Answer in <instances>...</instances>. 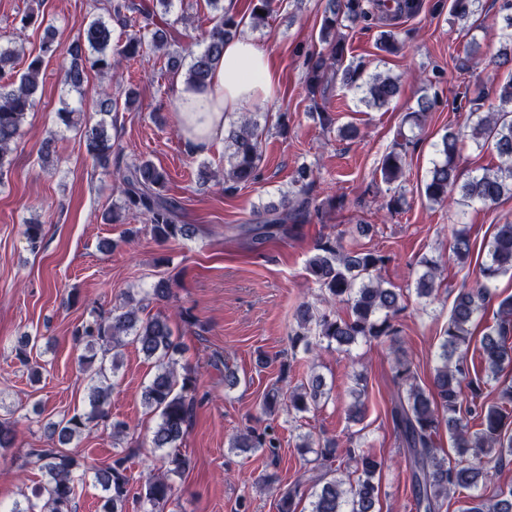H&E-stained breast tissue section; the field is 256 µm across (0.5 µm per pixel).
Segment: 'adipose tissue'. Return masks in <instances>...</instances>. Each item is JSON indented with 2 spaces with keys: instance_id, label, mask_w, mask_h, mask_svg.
<instances>
[{
  "instance_id": "adipose-tissue-1",
  "label": "adipose tissue",
  "mask_w": 512,
  "mask_h": 512,
  "mask_svg": "<svg viewBox=\"0 0 512 512\" xmlns=\"http://www.w3.org/2000/svg\"><path fill=\"white\" fill-rule=\"evenodd\" d=\"M274 84L268 55L251 37L227 42L204 87L182 82L176 86L177 120L186 148L193 153L205 152L213 141L223 138L232 114L268 97Z\"/></svg>"
}]
</instances>
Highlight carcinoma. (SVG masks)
Wrapping results in <instances>:
<instances>
[{
  "instance_id": "obj_1",
  "label": "carcinoma",
  "mask_w": 512,
  "mask_h": 512,
  "mask_svg": "<svg viewBox=\"0 0 512 512\" xmlns=\"http://www.w3.org/2000/svg\"><path fill=\"white\" fill-rule=\"evenodd\" d=\"M274 0H251L249 18L238 17L224 8L223 0H207L217 14L205 36L204 49L190 54V61L178 52L167 57V67L184 73L189 86L205 85L214 65L224 54V42L241 34V27L265 25L272 13ZM480 0H451L450 13L455 20L467 23L478 12ZM174 0H107L108 18L91 20L68 48L55 39L54 26L45 28L38 54L26 70L14 72L16 52L0 45V179L4 176L8 154L22 135V125L37 99L39 76L44 59L67 54L70 66L65 70V82L70 90L83 93L88 72L103 74L121 61L143 56L146 50L161 51L176 42L175 23L162 22L171 12ZM420 9L419 0H396L395 4L374 0H326L318 31V40L328 47V53L313 52L306 60L305 86L312 101L326 98L339 83L349 90L360 92L359 102L368 108H383L400 91V77L374 73L365 75L361 62L343 64L345 57V23L372 24L378 13L385 14L386 29L378 38V48L396 55L403 42L393 29L392 21L403 14ZM265 15L258 14V11ZM502 35L504 51L499 59L512 62V0H502ZM122 34L113 41L114 28ZM437 95L424 94L416 109L405 113L403 123L412 129L425 127ZM470 123L465 130H449L435 144L436 157L427 170L423 183L426 198L437 204L496 205L503 196H512V78L490 90L478 80L473 84L468 100ZM97 112L109 115L117 111L112 92L103 89L96 101ZM468 139L476 146L492 148L498 159L493 169L464 175L458 158L460 143ZM228 168L224 182L236 188L247 185L257 177L262 157L260 130L255 120L242 118L239 127L229 131ZM87 154L95 165L112 167L114 144L107 129L99 124L85 131ZM406 144L387 152L381 162L383 182L392 184L404 173ZM121 205L112 211V222L119 221L120 211L146 217L153 237L160 241L190 239L201 232L196 224L184 219L183 208L175 198L164 193L166 172L150 160L131 162L116 169ZM310 170L299 169L294 177L295 192L284 195L280 204H269L255 214V223L240 226L247 244L259 246L293 232L312 204L308 182ZM472 246L467 231L456 232L453 253L458 264L466 265ZM486 260L482 264V280L460 289L454 299L448 323L443 330L437 354L432 387L425 390L416 383L412 363L397 345L400 329L397 319L405 310L403 290L385 285L379 272L388 256L363 248H344L338 241L325 237L315 246L307 262L313 282L328 298L350 308L343 318L329 308L310 303L298 306L295 313L297 329L290 335V347L317 359L323 349L332 347L348 350L359 341H389L395 360L396 387L391 418L399 435L413 487L416 512H442L449 495L478 487L489 473L512 461V382L498 386V402L487 405L481 401L483 381L472 378L467 354L472 341V325L483 313L490 296L491 281L512 271V221L496 226V232L483 245ZM421 272L416 278L415 291L420 298H429L436 291L440 274L438 261L422 258ZM140 302L128 298L124 305L108 315L77 326L73 331L76 344L83 346L82 364L93 369L88 393L89 409L62 416L47 424L49 438L60 445L78 439L91 424L109 417L114 377L123 350L136 346L154 364L155 372L143 393L144 405L159 414L152 433L151 448L161 452V466L144 483V492L137 498L156 506L167 502L172 494L171 477L182 475L189 466L181 445L187 435L196 379L186 375L178 378L175 355L178 348L168 319L160 314L142 316ZM512 296L498 302L497 318L487 328L479 344L480 364L489 380H498L505 366L512 364ZM37 346V338L26 336L14 347L16 358L23 364ZM326 395L323 377L312 373L305 383L288 392L273 387L263 396L262 410L272 413L280 407L288 413L301 414ZM365 387L355 389L347 409L348 420L360 423L366 415ZM478 422L472 429L470 422ZM18 421L0 422V449L12 447L17 436ZM448 428L456 458H448L437 447L440 427ZM278 439L268 430L251 429L234 437L232 448L246 451L263 450L275 453ZM300 455L315 452L313 462L325 468L330 478L313 493L307 512H377L381 486L379 474L385 461L358 447L339 452L334 440L324 442L313 450L308 439L296 445ZM30 455L37 459L46 481L35 490L38 504L31 500L27 506L14 507L12 512H73L76 483L93 470L95 483L104 492L101 512H126L132 494L126 474L130 455L117 452L112 462L94 466L65 454L59 448H33ZM300 483H294L279 500V512H297ZM461 512H512V487L501 488L493 496L470 494L463 500Z\"/></svg>"
}]
</instances>
